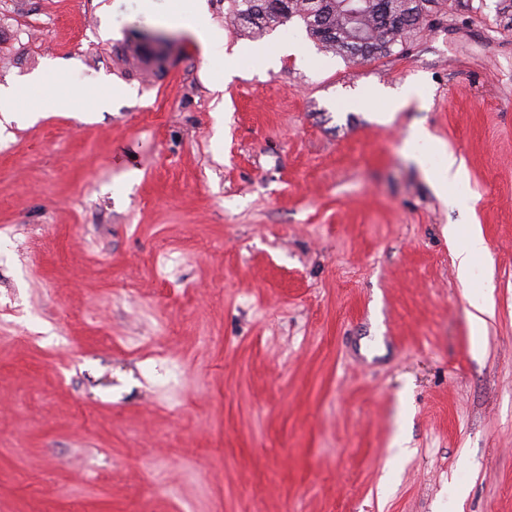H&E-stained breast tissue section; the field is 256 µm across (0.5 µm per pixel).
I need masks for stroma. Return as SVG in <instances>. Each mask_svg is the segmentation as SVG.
<instances>
[{
    "mask_svg": "<svg viewBox=\"0 0 512 512\" xmlns=\"http://www.w3.org/2000/svg\"><path fill=\"white\" fill-rule=\"evenodd\" d=\"M484 3L353 64L204 0L250 52L220 84L182 30L159 75L118 61L158 28L139 0H0V85L120 89L0 134V512H439L455 480L512 512V34ZM287 39L307 59L262 67ZM451 224L492 261L477 351ZM117 93L113 88H107L102 85L92 86L90 91L79 94L83 111L100 112L107 109L112 100V95ZM410 138L413 145L426 147V152L417 154V156L425 163L427 167L425 172L433 176L436 188L443 201L453 206V200L448 197V189H452L464 180L465 170L463 166L457 162L453 153L448 151V146L434 142L433 136L424 126L413 127L410 130ZM429 154L435 159L433 164L428 161Z\"/></svg>",
    "mask_w": 512,
    "mask_h": 512,
    "instance_id": "1",
    "label": "stroma"
}]
</instances>
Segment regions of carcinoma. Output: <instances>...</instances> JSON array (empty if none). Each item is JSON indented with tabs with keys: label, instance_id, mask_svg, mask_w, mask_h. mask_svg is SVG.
<instances>
[{
	"label": "carcinoma",
	"instance_id": "obj_1",
	"mask_svg": "<svg viewBox=\"0 0 512 512\" xmlns=\"http://www.w3.org/2000/svg\"><path fill=\"white\" fill-rule=\"evenodd\" d=\"M228 11L250 29H272L293 18L326 52L356 63L394 54L439 6V0H358L356 12L342 6L345 0H225ZM127 63L155 72L161 69L159 53L141 42L120 48Z\"/></svg>",
	"mask_w": 512,
	"mask_h": 512
}]
</instances>
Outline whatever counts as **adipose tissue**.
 <instances>
[{"label":"adipose tissue","instance_id":"obj_1","mask_svg":"<svg viewBox=\"0 0 512 512\" xmlns=\"http://www.w3.org/2000/svg\"><path fill=\"white\" fill-rule=\"evenodd\" d=\"M141 7L157 22L192 33L198 40L209 72L216 74L220 80L226 82L239 75L241 57L217 49L219 36L211 29L202 0H141ZM53 83L51 73L45 71L34 78L33 90L28 95L0 87V112H14L20 108L31 113L68 112L77 99L81 100L84 111L100 112L107 109L112 100V89L101 85L92 86L90 91L81 93L75 99L67 93L53 92ZM410 138L413 144L424 146L427 154L433 156L432 176L436 188L440 196H447L449 189L464 180L463 166L446 145L435 143L427 128L413 127ZM448 236L457 243L454 258L459 280L466 287L469 304L477 313L471 339L473 349L477 350L481 347L483 317L492 311L490 289L474 283L475 271L487 265V247L481 230L475 224L449 225Z\"/></svg>","mask_w":512,"mask_h":512}]
</instances>
